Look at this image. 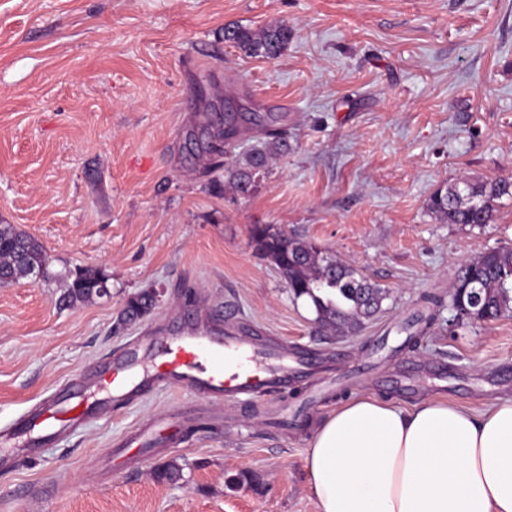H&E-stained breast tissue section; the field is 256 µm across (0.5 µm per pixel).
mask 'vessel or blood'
Returning <instances> with one entry per match:
<instances>
[{
    "label": "vessel or blood",
    "instance_id": "vessel-or-blood-1",
    "mask_svg": "<svg viewBox=\"0 0 512 512\" xmlns=\"http://www.w3.org/2000/svg\"><path fill=\"white\" fill-rule=\"evenodd\" d=\"M151 349L145 357L139 350H128L94 381L92 391H85L79 379L70 380L41 408L0 434V446L18 456L36 455L65 431L82 427L110 406L159 383L217 401L282 394L317 363L312 356L289 358L250 336L214 334L209 322L178 336L159 337Z\"/></svg>",
    "mask_w": 512,
    "mask_h": 512
}]
</instances>
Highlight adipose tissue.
Wrapping results in <instances>:
<instances>
[{
  "label": "adipose tissue",
  "mask_w": 512,
  "mask_h": 512,
  "mask_svg": "<svg viewBox=\"0 0 512 512\" xmlns=\"http://www.w3.org/2000/svg\"><path fill=\"white\" fill-rule=\"evenodd\" d=\"M306 468L319 512H512V399L354 398L316 427Z\"/></svg>",
  "instance_id": "1"
}]
</instances>
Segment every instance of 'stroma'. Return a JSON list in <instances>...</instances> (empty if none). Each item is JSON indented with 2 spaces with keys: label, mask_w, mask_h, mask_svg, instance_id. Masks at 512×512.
I'll return each mask as SVG.
<instances>
[{
  "label": "stroma",
  "mask_w": 512,
  "mask_h": 512,
  "mask_svg": "<svg viewBox=\"0 0 512 512\" xmlns=\"http://www.w3.org/2000/svg\"><path fill=\"white\" fill-rule=\"evenodd\" d=\"M272 21L293 29L277 59L224 40ZM227 112L238 150L288 135L246 197L209 149ZM462 177L512 179V0H0V224L50 257L47 278L0 285V431L134 343L204 321L320 361L286 425V395L146 390L0 468V512H318L305 450L345 398H512V316L456 324L451 307L459 265L512 246V200L492 223H443L427 200ZM256 224L351 263L388 290L381 312L320 332L257 254ZM75 267L101 269L109 296L64 305ZM145 289L155 309L116 329ZM418 315L431 324L405 347ZM168 462L178 481L156 479Z\"/></svg>",
  "instance_id": "obj_1"
}]
</instances>
